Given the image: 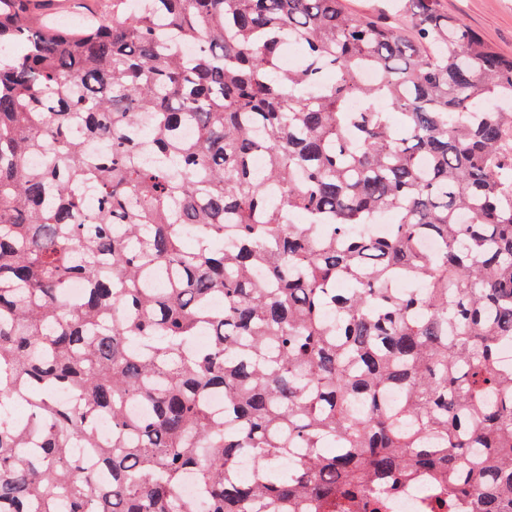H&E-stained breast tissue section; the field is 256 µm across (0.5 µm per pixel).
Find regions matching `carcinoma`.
<instances>
[{
	"label": "carcinoma",
	"instance_id": "obj_1",
	"mask_svg": "<svg viewBox=\"0 0 512 512\" xmlns=\"http://www.w3.org/2000/svg\"><path fill=\"white\" fill-rule=\"evenodd\" d=\"M55 2L0 0V512H200L188 478L207 512L418 480L512 512V57L438 0Z\"/></svg>",
	"mask_w": 512,
	"mask_h": 512
}]
</instances>
